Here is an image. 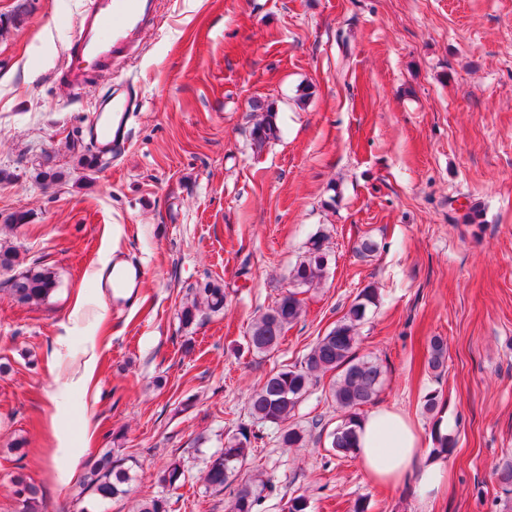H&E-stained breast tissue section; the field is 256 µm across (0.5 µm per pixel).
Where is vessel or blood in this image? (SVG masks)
<instances>
[{
  "instance_id": "vessel-or-blood-1",
  "label": "vessel or blood",
  "mask_w": 512,
  "mask_h": 512,
  "mask_svg": "<svg viewBox=\"0 0 512 512\" xmlns=\"http://www.w3.org/2000/svg\"><path fill=\"white\" fill-rule=\"evenodd\" d=\"M155 17V0H93L79 18V34L66 53L62 78L78 90L87 83L90 66L119 65ZM136 102V92L124 83L96 103L84 131L95 156L116 153L125 145Z\"/></svg>"
}]
</instances>
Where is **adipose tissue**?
Listing matches in <instances>:
<instances>
[{
    "instance_id": "1",
    "label": "adipose tissue",
    "mask_w": 512,
    "mask_h": 512,
    "mask_svg": "<svg viewBox=\"0 0 512 512\" xmlns=\"http://www.w3.org/2000/svg\"><path fill=\"white\" fill-rule=\"evenodd\" d=\"M422 440L411 422L387 408L373 411L357 429V453L366 476L381 486H393L415 476L422 499L435 498L448 476L445 456L419 464Z\"/></svg>"
}]
</instances>
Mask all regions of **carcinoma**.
<instances>
[{
	"label": "carcinoma",
	"mask_w": 512,
	"mask_h": 512,
	"mask_svg": "<svg viewBox=\"0 0 512 512\" xmlns=\"http://www.w3.org/2000/svg\"><path fill=\"white\" fill-rule=\"evenodd\" d=\"M277 112L272 105L264 108L262 117L254 123L251 145L260 153L278 137ZM329 235L319 230L311 235L306 249L288 272V289L274 303L261 312L251 325L248 349L255 354L268 355L276 351L288 329L304 313L299 298L304 288L317 287L329 265ZM56 279L52 271L38 266L29 267L13 276L9 284L11 296H20L26 304L43 302L52 294ZM379 302L378 289L367 286L356 296L348 313L311 348L300 365L281 368L254 390L247 400L251 424H241L224 442V449L213 455L207 465L205 481L216 490L233 489L226 512H257L264 493L272 489L263 473L249 467L253 443L260 435L253 425H273L279 431V442L284 448L299 447L305 440L304 430L293 423L296 410L305 399L319 374L337 373L330 388V397L336 408L344 412L340 425L329 434L330 446L338 453L356 449V428L361 420L358 410L372 403L382 378L379 363L360 357L357 349V326L366 318L367 310ZM224 285L207 281L195 289L193 299L181 310L182 321L190 325L200 307L212 313L224 310ZM447 345L436 336L430 341L428 367L443 369ZM120 449L107 448L100 457L88 464L83 488L78 497L87 492L103 499L122 497L129 492L132 466ZM504 493H512V462L507 461L495 470ZM23 496L22 512H43L38 489L24 484L18 490Z\"/></svg>",
	"instance_id": "carcinoma-1"
}]
</instances>
